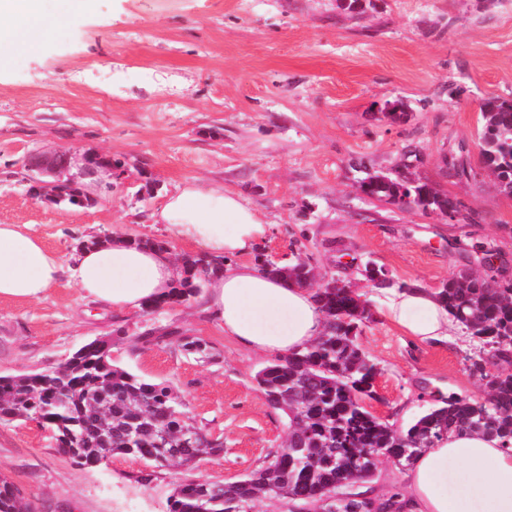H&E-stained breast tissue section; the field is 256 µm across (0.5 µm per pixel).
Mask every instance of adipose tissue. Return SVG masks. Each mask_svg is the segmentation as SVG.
Here are the masks:
<instances>
[{"mask_svg": "<svg viewBox=\"0 0 512 512\" xmlns=\"http://www.w3.org/2000/svg\"><path fill=\"white\" fill-rule=\"evenodd\" d=\"M89 2L58 0L51 15L44 0H0V44L34 48L55 25L82 16ZM151 218L200 252L227 256L202 297L225 336L245 349L283 356L323 333L325 317L312 289L239 261L265 235L266 225L238 195L191 182ZM66 273L81 291L119 312L161 298L177 277L171 255L124 235L83 248L67 266L27 225L0 224V298L40 299ZM381 311L422 342L461 333L436 291L427 288L382 289ZM406 480L402 499L408 512H512V448L494 438L449 432L421 453Z\"/></svg>", "mask_w": 512, "mask_h": 512, "instance_id": "obj_1", "label": "adipose tissue"}]
</instances>
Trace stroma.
I'll list each match as a JSON object with an SVG mask.
<instances>
[{"instance_id":"obj_1","label":"stroma","mask_w":512,"mask_h":512,"mask_svg":"<svg viewBox=\"0 0 512 512\" xmlns=\"http://www.w3.org/2000/svg\"><path fill=\"white\" fill-rule=\"evenodd\" d=\"M343 2L94 0L38 49H0V224L28 225L66 261L93 237L172 241L150 215L196 181L239 194L266 223L245 261L290 259L296 240L320 273L372 303L367 261L394 283L436 289L479 270L477 241L512 280V197L484 173L452 177L447 165L454 155L478 166L480 105L512 98V0H374L360 14ZM397 100L406 122L382 115ZM54 150L120 160V185L91 206L34 198L18 162ZM410 151L422 159L414 176L462 201L461 218L361 193L367 174L394 171ZM149 328L202 339L212 353L143 346ZM96 339L111 340L116 364L169 381L197 426L223 437L221 456L194 477L236 481L284 441L287 420L254 381L266 355L225 337L198 303L115 313L67 276L40 300L0 299V375L56 366ZM359 344L382 369L366 406L397 429L442 396H487L464 337L421 343L379 315ZM144 468L122 455L78 466L46 425L0 422V475L30 512H167L179 469L143 485L133 476Z\"/></svg>"}]
</instances>
